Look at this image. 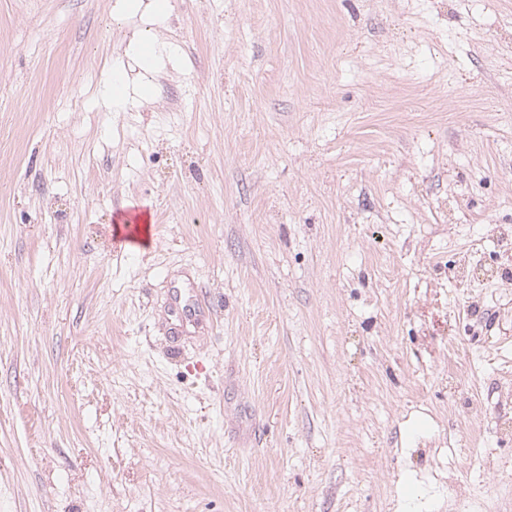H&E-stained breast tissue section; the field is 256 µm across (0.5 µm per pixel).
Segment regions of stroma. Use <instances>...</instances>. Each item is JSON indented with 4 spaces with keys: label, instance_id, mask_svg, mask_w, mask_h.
<instances>
[{
    "label": "stroma",
    "instance_id": "stroma-1",
    "mask_svg": "<svg viewBox=\"0 0 512 512\" xmlns=\"http://www.w3.org/2000/svg\"><path fill=\"white\" fill-rule=\"evenodd\" d=\"M122 2L0 0V512H512V0Z\"/></svg>",
    "mask_w": 512,
    "mask_h": 512
}]
</instances>
